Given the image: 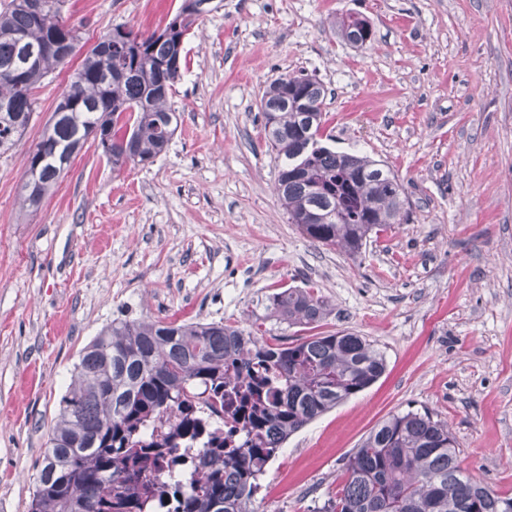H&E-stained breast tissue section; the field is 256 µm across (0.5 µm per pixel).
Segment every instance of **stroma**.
I'll list each match as a JSON object with an SVG mask.
<instances>
[{"mask_svg": "<svg viewBox=\"0 0 512 512\" xmlns=\"http://www.w3.org/2000/svg\"><path fill=\"white\" fill-rule=\"evenodd\" d=\"M182 0H66L77 51L35 91L0 153V512H29L59 402L106 325L237 323L312 281L323 331L375 342L386 370L291 435L256 512H319L389 416L445 421L462 467L512 495V0H213L169 93L181 123L153 164L113 168L87 141L37 211L25 161L88 50L113 26L150 33ZM359 15L373 42L331 35ZM329 90L339 152L387 165L410 204L358 255L309 240L280 205L259 101L278 76Z\"/></svg>", "mask_w": 512, "mask_h": 512, "instance_id": "obj_1", "label": "stroma"}]
</instances>
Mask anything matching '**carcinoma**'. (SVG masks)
Returning <instances> with one entry per match:
<instances>
[{
  "label": "carcinoma",
  "instance_id": "1",
  "mask_svg": "<svg viewBox=\"0 0 512 512\" xmlns=\"http://www.w3.org/2000/svg\"><path fill=\"white\" fill-rule=\"evenodd\" d=\"M194 0L164 32L119 25L103 48L84 57L69 90V111L46 124L27 158L24 202L38 208L90 134L106 139L112 167L155 161L178 128L168 102L181 76L185 36L207 12ZM65 0H10L0 10V151L9 150L36 111L35 90L67 62L58 49L79 42L62 16ZM331 30L363 48L371 27L350 16ZM23 39L45 46L17 79L7 65ZM323 84L308 75H281L264 89L260 112L269 147L280 160L276 190L294 224L310 240L357 254L368 239L406 212L401 183L384 164L322 144ZM262 320L320 327L328 314L309 284L266 297ZM222 321H119L82 351L61 401L36 478L31 512H143L149 491L141 478L152 459L179 436L194 435L198 410L211 409L219 430L224 382L236 385L243 413L240 441L228 450L214 437L211 467L183 489L173 480L175 512H254L252 499L267 464L292 433L374 383L385 358L374 342L352 332H322L273 344ZM162 429L149 437L147 429ZM319 512H512V496L462 469L448 426L429 411L390 416L355 449L336 493Z\"/></svg>",
  "mask_w": 512,
  "mask_h": 512
}]
</instances>
